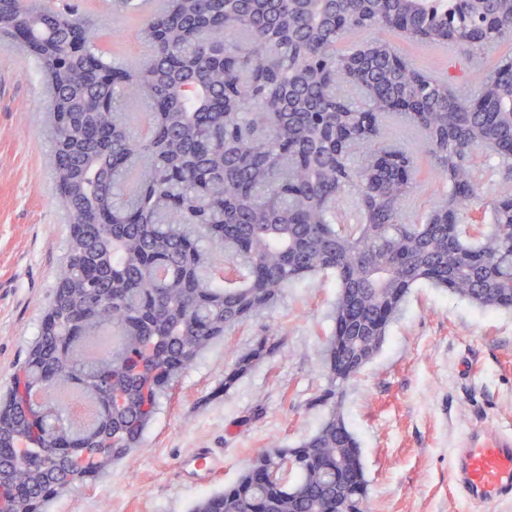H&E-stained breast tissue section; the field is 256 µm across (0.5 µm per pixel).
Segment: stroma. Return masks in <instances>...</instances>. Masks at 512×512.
I'll return each instance as SVG.
<instances>
[{
	"label": "stroma",
	"mask_w": 512,
	"mask_h": 512,
	"mask_svg": "<svg viewBox=\"0 0 512 512\" xmlns=\"http://www.w3.org/2000/svg\"><path fill=\"white\" fill-rule=\"evenodd\" d=\"M110 0H79L107 33L105 50L133 60L139 21L111 38ZM35 61L0 41V393L36 339L66 257ZM336 283L287 288L270 312L215 341L173 386L142 443L103 476L64 492L48 512H189L233 483L252 448L295 445L319 427L328 380L322 350ZM269 337L273 352L232 388L224 371ZM343 413L361 448L369 512H512V500L461 497L448 471L457 448L512 435V311L488 312L427 285L413 289L378 356L346 388Z\"/></svg>",
	"instance_id": "obj_1"
}]
</instances>
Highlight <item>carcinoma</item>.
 <instances>
[{
    "label": "carcinoma",
    "instance_id": "obj_1",
    "mask_svg": "<svg viewBox=\"0 0 512 512\" xmlns=\"http://www.w3.org/2000/svg\"><path fill=\"white\" fill-rule=\"evenodd\" d=\"M111 7L115 23L141 0ZM351 32L371 37L340 47ZM2 33L41 65L71 231L38 338L0 399V512H45L69 475L126 458L203 350L317 274L338 288L326 416L295 447L252 449L192 512H368L345 387L410 291L512 309V56L484 62L512 37V0H162L134 65L98 48L74 3L0 0ZM392 34L456 48L476 90L433 78ZM393 122L422 136L444 182L416 217L420 168L385 137ZM349 198L354 223L340 217ZM107 324L117 345L85 357ZM270 353L260 338L224 388ZM47 389L91 398L94 426L74 429L72 404L36 401ZM54 446L61 455L44 452Z\"/></svg>",
    "mask_w": 512,
    "mask_h": 512
}]
</instances>
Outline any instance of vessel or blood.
Instances as JSON below:
<instances>
[{
    "instance_id": "vessel-or-blood-1",
    "label": "vessel or blood",
    "mask_w": 512,
    "mask_h": 512,
    "mask_svg": "<svg viewBox=\"0 0 512 512\" xmlns=\"http://www.w3.org/2000/svg\"><path fill=\"white\" fill-rule=\"evenodd\" d=\"M449 478L468 500L512 499V438L489 435L481 444L456 449Z\"/></svg>"
}]
</instances>
